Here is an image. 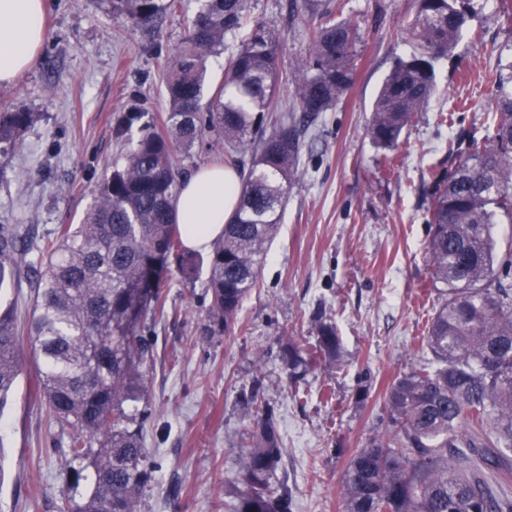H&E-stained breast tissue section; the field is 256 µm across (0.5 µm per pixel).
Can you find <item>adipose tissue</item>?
Instances as JSON below:
<instances>
[{"instance_id":"1","label":"adipose tissue","mask_w":512,"mask_h":512,"mask_svg":"<svg viewBox=\"0 0 512 512\" xmlns=\"http://www.w3.org/2000/svg\"><path fill=\"white\" fill-rule=\"evenodd\" d=\"M45 0H0V84L32 66L45 36ZM241 175L231 167L207 166L179 186L174 213L186 246L203 251L222 235L237 209Z\"/></svg>"}]
</instances>
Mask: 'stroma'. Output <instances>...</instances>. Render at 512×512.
<instances>
[{
	"label": "stroma",
	"mask_w": 512,
	"mask_h": 512,
	"mask_svg": "<svg viewBox=\"0 0 512 512\" xmlns=\"http://www.w3.org/2000/svg\"><path fill=\"white\" fill-rule=\"evenodd\" d=\"M355 21V82L300 131L299 176L260 286L223 336L203 343L205 274L163 277L180 315L156 328L145 446L158 465L142 512H233L249 418L242 389L263 383L283 437L279 475L293 512H345L341 479L356 448L384 431L390 382L427 361L422 338L438 305L426 251L430 177L454 168L449 142H490L489 72L512 54V0H468L463 35L436 62L438 90L386 152L367 135L376 92L394 59L413 54L406 25L417 0H326ZM44 42L33 66L0 84V107L38 113L23 145L0 156V224H23L34 245L80 223L105 171L163 117V75L201 0H181L151 29L113 12L112 0H45ZM250 17L280 36L282 77L271 106L282 112L294 63L307 54L317 13L294 0H250ZM336 325L344 365L318 366L300 384L282 369L289 339L314 335L315 313ZM26 362L0 416V512H59L68 494L69 435L29 394ZM366 386L365 404L355 401Z\"/></svg>",
	"instance_id": "obj_1"
}]
</instances>
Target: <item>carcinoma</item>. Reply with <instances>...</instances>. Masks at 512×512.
Masks as SVG:
<instances>
[{"label":"carcinoma","mask_w":512,"mask_h":512,"mask_svg":"<svg viewBox=\"0 0 512 512\" xmlns=\"http://www.w3.org/2000/svg\"><path fill=\"white\" fill-rule=\"evenodd\" d=\"M136 27H150L178 0H112ZM248 0H203L164 77L167 112L93 189L81 224H63L34 260L17 224H0V289L20 267L37 271L32 315L19 330L0 309V415L16 392L23 346L36 365L35 397L71 429V495L60 512H141L153 465L144 445L147 384L155 367L151 328L169 317L162 273L196 265L210 297L199 340L224 334L259 287L268 245L278 235L288 189L298 174L297 123H314L354 84L360 40L350 20L326 21L298 65L290 112L265 132L277 91L275 33L250 29L225 60L224 86L204 97L209 57L241 30ZM465 15L458 0H419L408 27L419 52L397 59L372 108L368 134L391 150L436 91L435 63L457 44ZM492 142H474L435 184L428 257L441 303L425 336L432 359L398 376L385 395L389 426L350 457L343 476L346 512H512L504 451L512 450V252L496 251L493 229L512 223V58L492 74ZM233 88L237 97H224ZM301 116H296V113ZM35 112L0 109V156L22 146ZM236 155L245 172L238 208L205 257L185 249L172 201L180 184L173 156L206 135ZM315 342L294 341L281 362L291 377L318 363L339 364L341 344L325 313ZM252 430L241 450L235 512H291L284 485L271 480L282 438L262 383L246 397Z\"/></svg>","instance_id":"obj_1"}]
</instances>
